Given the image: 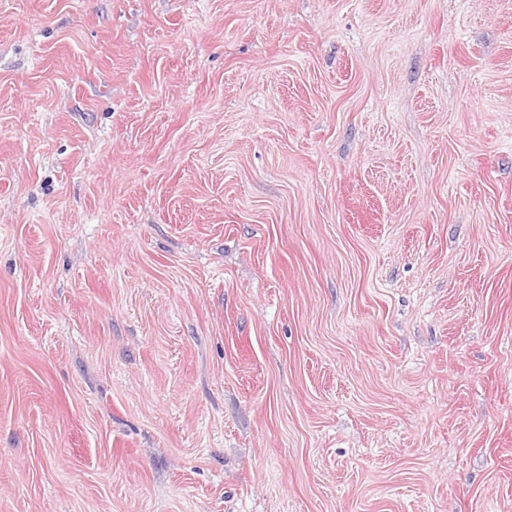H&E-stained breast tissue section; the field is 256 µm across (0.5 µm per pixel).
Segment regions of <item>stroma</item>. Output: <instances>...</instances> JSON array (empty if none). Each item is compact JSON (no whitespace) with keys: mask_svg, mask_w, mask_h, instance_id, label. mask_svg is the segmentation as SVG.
<instances>
[{"mask_svg":"<svg viewBox=\"0 0 512 512\" xmlns=\"http://www.w3.org/2000/svg\"><path fill=\"white\" fill-rule=\"evenodd\" d=\"M0 512H512V0H0Z\"/></svg>","mask_w":512,"mask_h":512,"instance_id":"35a3bbf8","label":"stroma"}]
</instances>
